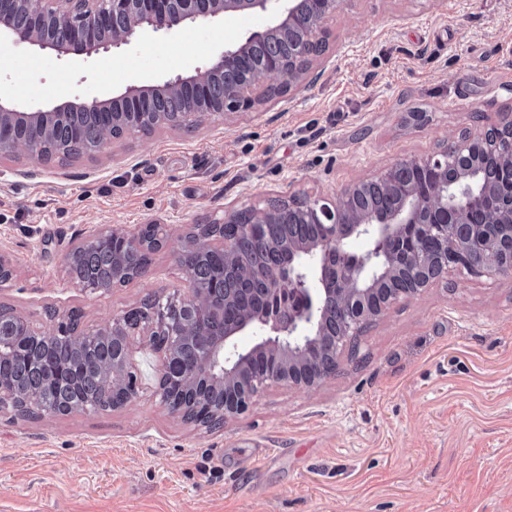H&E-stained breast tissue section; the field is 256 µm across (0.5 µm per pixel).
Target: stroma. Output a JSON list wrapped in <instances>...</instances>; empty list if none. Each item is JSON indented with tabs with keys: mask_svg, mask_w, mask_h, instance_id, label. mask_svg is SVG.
<instances>
[{
	"mask_svg": "<svg viewBox=\"0 0 512 512\" xmlns=\"http://www.w3.org/2000/svg\"><path fill=\"white\" fill-rule=\"evenodd\" d=\"M266 16L141 32L89 57L5 47L0 92L47 108L192 74ZM311 83L193 129L124 134L62 162L0 158V304L96 327L184 288L192 224L334 196L512 117V0H344ZM166 225L144 278L91 293L67 253L102 227ZM318 389L268 387L223 428L174 417L138 340V397L109 413L0 412V512H512V275L457 272L395 303Z\"/></svg>",
	"mask_w": 512,
	"mask_h": 512,
	"instance_id": "stroma-1",
	"label": "stroma"
}]
</instances>
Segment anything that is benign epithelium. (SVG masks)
<instances>
[{
    "mask_svg": "<svg viewBox=\"0 0 512 512\" xmlns=\"http://www.w3.org/2000/svg\"><path fill=\"white\" fill-rule=\"evenodd\" d=\"M343 0H0V43L28 44L59 54L99 53L128 45L137 33L151 30L169 33L188 22L213 20L226 14L261 13L270 24L224 48L205 67L191 75H177L153 85H129L119 99L138 112L157 93L181 86L189 87L195 98L218 100L210 108L191 105L180 121L170 122L158 114L152 129H179L197 126L222 116L242 104L261 103L274 93H284L305 81L313 58L311 48H325L327 17L341 8ZM113 100L67 102L50 109L23 107L11 98L0 97V156L19 150L41 161L39 141L57 127L68 126L71 139L81 140L82 131L70 124L80 108L103 113L95 151L103 150L114 138L113 127L143 131L126 119L123 112H108ZM493 154L512 172V121L506 120L474 136H466L426 158L400 160L389 167L376 183L392 180L402 168L417 171L422 179L433 178L426 192L416 185L403 188L398 203L382 211L359 212L352 206L362 180L337 197L306 196L283 207L279 200L255 215L245 225L248 233L262 237L269 227L284 222L294 210L324 228L315 241L291 239L285 259L268 270L240 261L235 265L242 280L264 284L260 295L270 308L249 307L222 332L213 334L205 319L224 314V289L199 290L193 278L183 293L173 294L179 317L172 325L169 341L155 340L157 323L129 327L125 317L78 335H98L121 341V353L112 363L100 367L110 385L112 409L127 407L138 395L134 372L135 336L146 337L157 354L155 392L171 414L185 422L212 429L244 414L258 394L270 384L311 391L320 387L338 367L339 359L353 336L376 321L397 300L419 295L431 284L464 269L476 276L512 274V194L492 200L480 181L483 159ZM460 174L448 178V170ZM479 207L489 213V225L466 229L468 213ZM158 225L142 224L136 231H97L67 256L72 264L81 250L91 244H116L123 252L143 253L161 249L168 237L156 233ZM194 238H180L175 255L185 265L189 252L204 254L221 250L228 260L236 257L234 240L213 231L211 224L192 225ZM508 240V255L492 258L483 266L470 262L469 249L459 244L457 233H470V241L480 244L489 230ZM363 237L369 249L361 257L346 250L351 238ZM436 238L441 242V258L406 290H398L384 300L373 295L379 286L405 267L417 268L416 247ZM337 257L335 279L326 276L316 255ZM32 336L46 332L31 326L21 313L0 309V360L14 351L18 330ZM256 337L248 350L239 349L235 338ZM186 336L198 343L194 355L173 370L175 346ZM80 367L50 368L46 384L64 386L73 382ZM18 399L15 385L0 378V411Z\"/></svg>",
    "mask_w": 512,
    "mask_h": 512,
    "instance_id": "benign-epithelium-1",
    "label": "benign epithelium"
}]
</instances>
